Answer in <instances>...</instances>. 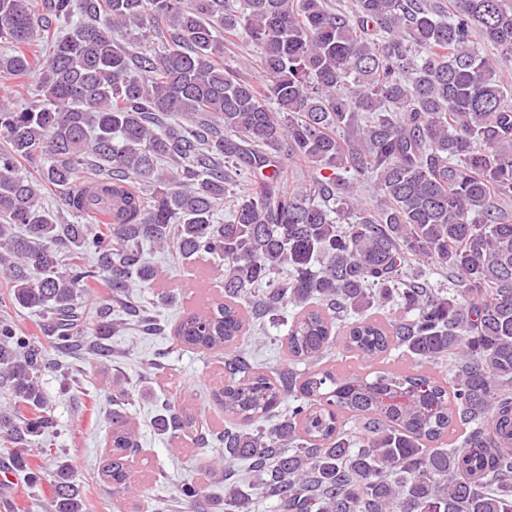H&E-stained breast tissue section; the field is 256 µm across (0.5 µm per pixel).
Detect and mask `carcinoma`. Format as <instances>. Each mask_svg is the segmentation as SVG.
I'll list each match as a JSON object with an SVG mask.
<instances>
[{
  "label": "carcinoma",
  "mask_w": 512,
  "mask_h": 512,
  "mask_svg": "<svg viewBox=\"0 0 512 512\" xmlns=\"http://www.w3.org/2000/svg\"><path fill=\"white\" fill-rule=\"evenodd\" d=\"M132 29L159 48L129 49ZM229 37L260 50L262 82L221 62ZM0 41V74L37 70L43 97L0 102V277L52 346L105 364L126 326L163 331L133 299L158 279L145 242L222 262L224 300L174 335L224 357V512H512V444L490 427H512V0H0ZM291 164L306 171L289 189ZM42 186L110 223H65ZM290 311L289 363L268 373L249 347ZM394 350L413 372L334 364ZM48 365L69 376L0 316V433L39 455ZM194 426L171 405L155 421ZM111 445L130 493L137 432L116 412ZM52 487L49 512H85L67 462Z\"/></svg>",
  "instance_id": "1"
}]
</instances>
